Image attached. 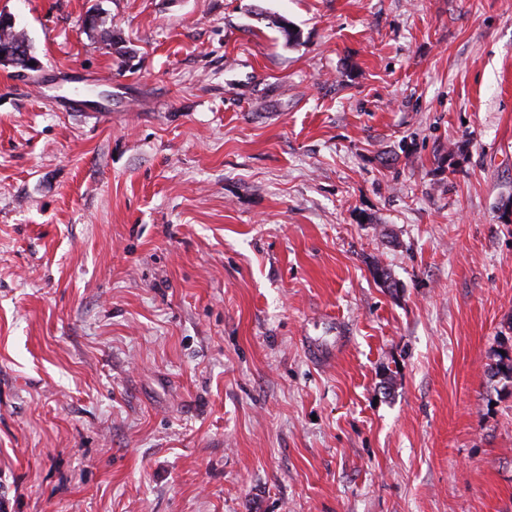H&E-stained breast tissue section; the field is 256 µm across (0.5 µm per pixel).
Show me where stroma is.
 Masks as SVG:
<instances>
[{"mask_svg":"<svg viewBox=\"0 0 512 512\" xmlns=\"http://www.w3.org/2000/svg\"><path fill=\"white\" fill-rule=\"evenodd\" d=\"M0 12V512H512V0ZM3 21H8L14 24L12 17H3ZM3 21H0V49L5 48L8 45L14 44L16 41H27L29 45V57L24 59H17L18 57H24L25 47L20 45H14L15 47H8L2 50L1 60L8 62L10 58H16L17 63L14 67H19L24 70L33 69L34 66H30V62L37 63V58L34 54V48L27 38V36L13 28L11 25H5Z\"/></svg>","mask_w":512,"mask_h":512,"instance_id":"35a3bbf8","label":"stroma"}]
</instances>
